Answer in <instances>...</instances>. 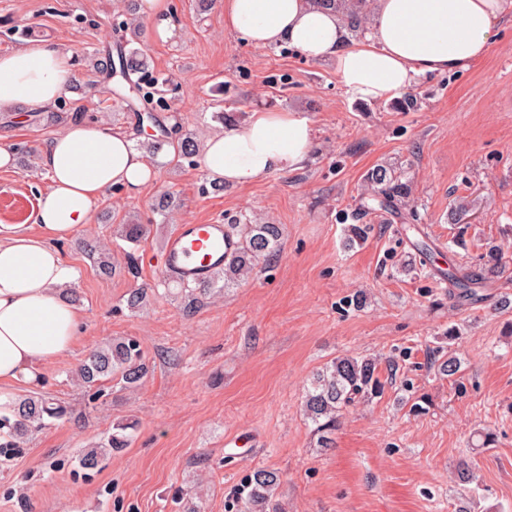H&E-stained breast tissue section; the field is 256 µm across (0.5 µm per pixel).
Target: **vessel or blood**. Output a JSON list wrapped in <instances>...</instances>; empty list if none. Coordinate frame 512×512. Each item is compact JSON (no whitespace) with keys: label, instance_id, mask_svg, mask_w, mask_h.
I'll return each mask as SVG.
<instances>
[{"label":"vessel or blood","instance_id":"vessel-or-blood-1","mask_svg":"<svg viewBox=\"0 0 512 512\" xmlns=\"http://www.w3.org/2000/svg\"><path fill=\"white\" fill-rule=\"evenodd\" d=\"M227 244L220 224H181L170 236L162 268L183 280L207 281L219 266Z\"/></svg>","mask_w":512,"mask_h":512}]
</instances>
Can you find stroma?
Instances as JSON below:
<instances>
[{
    "label": "stroma",
    "mask_w": 512,
    "mask_h": 512,
    "mask_svg": "<svg viewBox=\"0 0 512 512\" xmlns=\"http://www.w3.org/2000/svg\"><path fill=\"white\" fill-rule=\"evenodd\" d=\"M122 7L0 0L1 54L35 40L74 54L67 114L0 119L16 156L13 170H0V225L28 223L50 180L42 165L27 167V151L66 123L94 116L143 142L135 113L89 67L114 48ZM171 10L172 40L145 35L152 69L175 80L164 123L204 139L223 132L213 117L220 109L241 122L262 107L292 110L313 124V154L301 169L221 191L198 164L174 166L162 154L153 186L96 204L92 222L63 247L84 331L68 355L42 367L39 383L4 391L11 402L59 399L70 414L0 454V512H178L175 491L197 484L201 512H237L232 489L258 469L278 472L280 512H512V306H503L512 303V22L469 71L420 79L409 90L418 105L405 112L396 98L352 97L329 65L244 44L225 31L221 5L200 13L191 0H171ZM380 165L412 181L415 206L366 216L368 239L345 247L366 175ZM168 193L175 207L167 223H153ZM457 196L476 212L464 233L448 221ZM125 219L147 226L133 252L139 273L130 275L116 250L115 274L99 275L79 244L111 241ZM256 219L282 225L279 256L186 315L158 263L174 225ZM459 233L466 248H449ZM485 239L502 245L505 270L483 280L479 301L459 299L440 274L479 271L476 243ZM136 288L153 299L133 311L126 299ZM357 291L362 306H347ZM129 336L146 353L142 386L112 387L102 406L89 407L72 373L103 342ZM340 355L376 359L385 388L343 413L334 448L324 450L304 412V387ZM451 355L461 369L448 377L437 367ZM126 419L137 423L130 447L81 468V451ZM488 432L493 442L478 447ZM464 462L476 481L459 482Z\"/></svg>",
    "instance_id": "stroma-1"
}]
</instances>
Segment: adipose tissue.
Instances as JSON below:
<instances>
[{
  "mask_svg": "<svg viewBox=\"0 0 512 512\" xmlns=\"http://www.w3.org/2000/svg\"><path fill=\"white\" fill-rule=\"evenodd\" d=\"M224 27L257 48L288 46L311 62L331 63L358 99L401 95L421 77L468 70L490 52L512 0H375L370 30L358 39L341 17L313 0H221ZM67 48L32 42L0 55V114L22 123L49 111L66 92ZM314 129L298 112L259 111L207 138L200 164L213 181L254 182L302 167ZM50 176L27 224L0 225V385L36 382L42 365L71 352L81 331L78 309L64 296L73 270L61 247L91 223L112 189L136 195L158 173L129 133L91 120L69 122L45 145Z\"/></svg>",
  "mask_w": 512,
  "mask_h": 512,
  "instance_id": "ef3b65f1",
  "label": "adipose tissue"
}]
</instances>
